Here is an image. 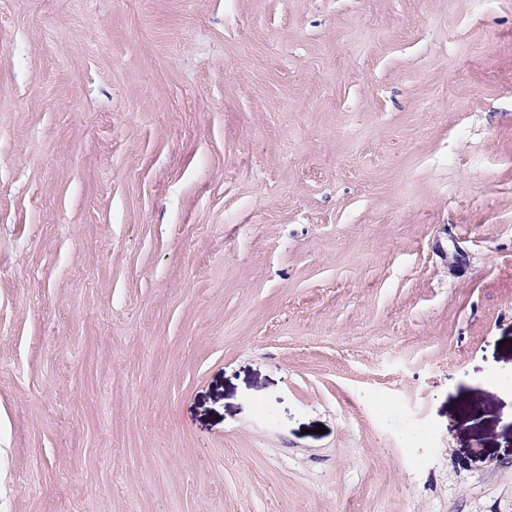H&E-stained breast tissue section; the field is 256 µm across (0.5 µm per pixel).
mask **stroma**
Returning <instances> with one entry per match:
<instances>
[{
  "label": "stroma",
  "instance_id": "35a3bbf8",
  "mask_svg": "<svg viewBox=\"0 0 512 512\" xmlns=\"http://www.w3.org/2000/svg\"><path fill=\"white\" fill-rule=\"evenodd\" d=\"M0 512H512V0H0Z\"/></svg>",
  "mask_w": 512,
  "mask_h": 512
}]
</instances>
